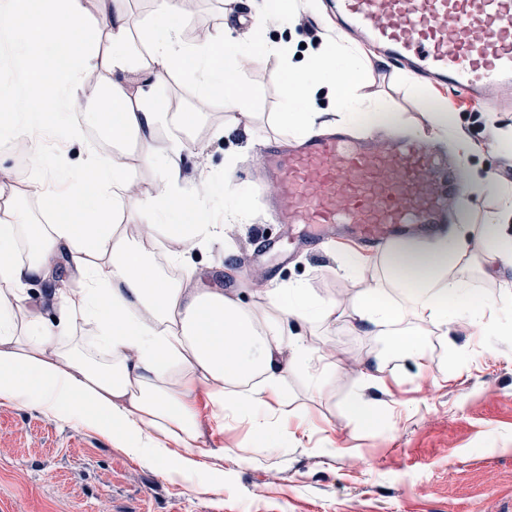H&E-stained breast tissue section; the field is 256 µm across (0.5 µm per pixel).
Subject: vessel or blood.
Segmentation results:
<instances>
[{"label": "vessel or blood", "mask_w": 512, "mask_h": 512, "mask_svg": "<svg viewBox=\"0 0 512 512\" xmlns=\"http://www.w3.org/2000/svg\"><path fill=\"white\" fill-rule=\"evenodd\" d=\"M340 27L387 60L448 85L461 96L512 110V0H331ZM268 201L287 240L262 241L266 254L301 249L296 227L317 226L321 241L350 238L369 249L447 223L462 194L447 157L412 137L344 131L305 139L281 153L261 151Z\"/></svg>", "instance_id": "vessel-or-blood-1"}]
</instances>
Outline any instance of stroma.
<instances>
[{
    "label": "stroma",
    "instance_id": "obj_1",
    "mask_svg": "<svg viewBox=\"0 0 512 512\" xmlns=\"http://www.w3.org/2000/svg\"><path fill=\"white\" fill-rule=\"evenodd\" d=\"M296 2L302 23L265 21L266 41L288 43L291 54L303 57L327 38L347 42L330 0H319L313 13L306 0ZM234 5L229 11L224 0H200L184 40H193L197 27L217 28L233 14L245 19L234 25L235 35L250 34L252 0ZM367 66L357 90L362 105L396 113L402 135L427 127L429 109L447 112L455 140L440 148L454 158L459 180L487 172L499 188L512 190L506 176L512 170V112L463 98L373 53ZM284 74L283 61L274 56L250 70L252 113L228 138L215 134L225 120L220 109L193 130L177 126L174 113L188 111L194 98L180 73L151 88L171 115L158 142L179 153L184 193L194 191L202 171L220 181L225 166L234 167L233 184L247 204L242 222L233 235L187 248L185 265L206 282L222 281L247 304L258 301L262 289L251 280L248 256L262 239L283 235L258 191V158L266 142L293 137L275 119ZM490 136L507 140V147L487 150ZM460 141L465 150L457 149ZM345 248L340 242L331 251L318 243L285 263L264 256L271 270L264 287L303 281L352 310L363 286L383 278L385 270L374 251L358 270H342ZM458 274L497 301L498 328L485 333L464 321L444 332L423 328L422 368L395 356L378 331L340 326L328 336L317 320L291 324L292 333L343 358L317 395L301 374L288 375V412L313 422L311 437L289 439L287 455H259L247 422L216 424L210 407L200 406L197 431L212 449L205 464L213 484L206 489L195 477L166 475L152 456L131 455L112 437L36 406L0 404V512H512V271L489 278L477 266L463 265ZM356 396L374 407L377 427L365 430L348 418L346 406Z\"/></svg>",
    "mask_w": 512,
    "mask_h": 512
}]
</instances>
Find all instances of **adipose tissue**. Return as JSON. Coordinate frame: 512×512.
<instances>
[{
	"mask_svg": "<svg viewBox=\"0 0 512 512\" xmlns=\"http://www.w3.org/2000/svg\"><path fill=\"white\" fill-rule=\"evenodd\" d=\"M190 16L184 0H155L143 41L150 64L135 63L125 0H43L31 13L28 0H0V38L24 48L20 97L0 99V136L25 146L31 179L0 164V402L36 404L48 415L74 421L121 441L132 454L151 452L164 472L202 477L211 454L196 431L198 397L206 395L216 420L249 423L256 449L282 448L280 427L288 418L284 382L300 372L320 391L326 375L342 364L338 352L288 335L289 321L321 320L376 328L407 358L424 363L418 334L406 319L447 325L449 311H464L470 324L493 328L495 304L455 275L461 262L512 268V193L487 214L483 252L474 255L471 225L439 227L431 236L392 243L382 253L383 281L361 293L352 311L295 281L267 290L261 302L239 298L203 279L164 278L150 264L148 240L183 263L189 244L223 236L239 220L243 202L225 194L215 215L210 191L180 192V169L170 150L156 144L166 113L150 85L180 70L196 87V105L181 113L191 127L214 107L248 115L247 70L265 57L287 56L285 44L266 42L261 29L240 39L217 28L203 38H181ZM103 24L105 46L88 48L89 20ZM84 57L94 79L58 63L60 54ZM367 75L357 52L340 43L323 45L303 69H288L281 119L302 136L314 135L306 102L309 86L325 88L346 118L364 115L371 125H396L394 113L361 106L354 91ZM77 81L80 99L95 104L105 132L117 144H134L142 163L162 178L149 199L126 183L120 154L91 153L61 165L70 193L58 194L45 176L43 133L47 126L78 139L80 125L59 105L62 86ZM36 198L49 224L24 222L20 201ZM138 209L137 232L116 233L115 211ZM47 292L32 299L31 285ZM56 308L48 317L45 306ZM288 360H281V352ZM185 449L171 457L168 442Z\"/></svg>",
	"mask_w": 512,
	"mask_h": 512,
	"instance_id": "1",
	"label": "adipose tissue"
}]
</instances>
